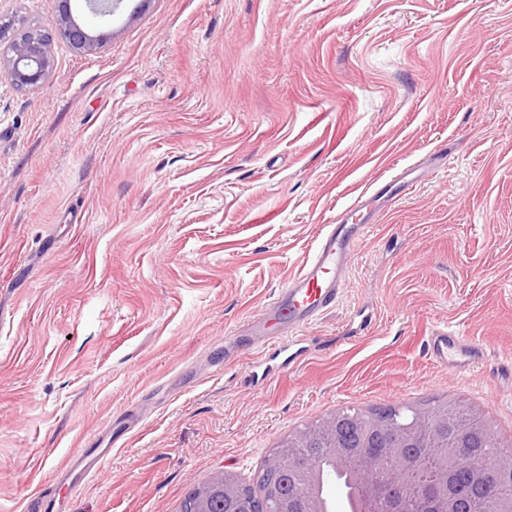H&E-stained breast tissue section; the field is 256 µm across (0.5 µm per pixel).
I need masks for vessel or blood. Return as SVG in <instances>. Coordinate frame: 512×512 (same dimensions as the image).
Here are the masks:
<instances>
[{
    "mask_svg": "<svg viewBox=\"0 0 512 512\" xmlns=\"http://www.w3.org/2000/svg\"><path fill=\"white\" fill-rule=\"evenodd\" d=\"M365 230V225L349 223L346 214H339L320 234L301 271L267 307V316L294 331L332 307L343 292L345 271ZM428 350L436 364L461 376L485 346L460 331L442 328L429 336Z\"/></svg>",
    "mask_w": 512,
    "mask_h": 512,
    "instance_id": "b4317fda",
    "label": "vessel or blood"
}]
</instances>
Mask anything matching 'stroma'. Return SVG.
Segmentation results:
<instances>
[{
	"mask_svg": "<svg viewBox=\"0 0 512 512\" xmlns=\"http://www.w3.org/2000/svg\"><path fill=\"white\" fill-rule=\"evenodd\" d=\"M0 75V512H179L337 410L466 400L512 442V0H122ZM15 30L56 0H0ZM414 166L297 359L249 318L323 225ZM486 346L462 376L427 338ZM102 472L64 474L96 437Z\"/></svg>",
	"mask_w": 512,
	"mask_h": 512,
	"instance_id": "1",
	"label": "stroma"
}]
</instances>
